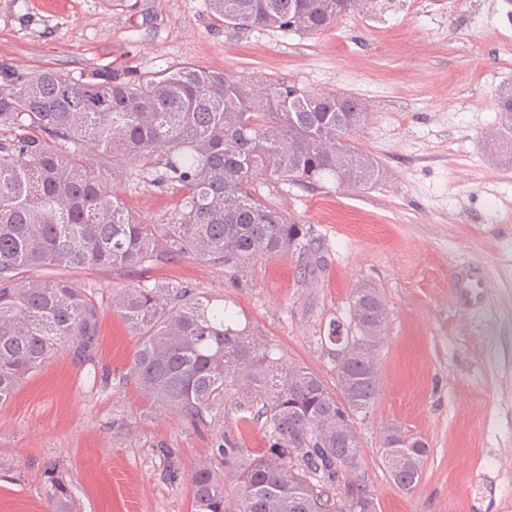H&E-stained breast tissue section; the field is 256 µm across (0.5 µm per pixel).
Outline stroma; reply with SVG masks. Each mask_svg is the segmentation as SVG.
I'll return each instance as SVG.
<instances>
[{
  "label": "stroma",
  "instance_id": "35a3bbf8",
  "mask_svg": "<svg viewBox=\"0 0 512 512\" xmlns=\"http://www.w3.org/2000/svg\"><path fill=\"white\" fill-rule=\"evenodd\" d=\"M508 39L507 0H367L317 35L228 29L207 0H0V63L21 73L134 79L189 62L356 93L369 112L357 142L385 170L364 189L258 181L303 234L238 272L178 252L134 269L64 270L87 288L98 332L87 351L62 344L0 404V512H52L53 477L76 512H191L194 470H224L215 453L224 432L265 447L232 402L192 424L130 376L136 338L112 294L164 281L228 304L284 368H309L331 389L335 363L318 338L347 318L354 288H376L389 314L380 392L355 426L378 512H512V168L483 139L499 123L495 89L512 84V57L500 50ZM124 166L128 210L144 224L176 223L182 187L153 185L138 161ZM470 264L490 288L463 308L452 285ZM392 424L428 446L409 492L379 453Z\"/></svg>",
  "mask_w": 512,
  "mask_h": 512
}]
</instances>
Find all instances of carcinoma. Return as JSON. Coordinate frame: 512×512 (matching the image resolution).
Wrapping results in <instances>:
<instances>
[{
	"label": "carcinoma",
	"instance_id": "obj_1",
	"mask_svg": "<svg viewBox=\"0 0 512 512\" xmlns=\"http://www.w3.org/2000/svg\"><path fill=\"white\" fill-rule=\"evenodd\" d=\"M365 0H208L215 21L316 34L364 8ZM500 125L484 138L512 165V86L495 92ZM368 108L348 92H315L265 81L261 95L217 71L182 62L121 81L105 72L73 79L53 70L22 74L0 64V404L65 342L88 345L96 313L85 289L61 277L20 281L35 267L136 268L167 258L174 245L195 259L236 271L298 244L300 225L255 193L257 179L316 187L365 188L384 170L359 147ZM114 164L93 167L83 147ZM131 157L157 185L185 189L179 218L160 229L141 223L119 193ZM112 307L137 337L130 375L148 397L185 420L232 398L263 423L269 447L249 457L230 434L216 451L238 485L228 503L209 464L190 478L192 512H353L375 500L361 475L355 417L379 395L375 347L388 312L373 288H356L344 333L336 390L307 368L285 369L250 324L178 282L113 292ZM420 472L401 467L409 490ZM346 485L333 498L330 489ZM53 512H70L57 483Z\"/></svg>",
	"mask_w": 512,
	"mask_h": 512
}]
</instances>
